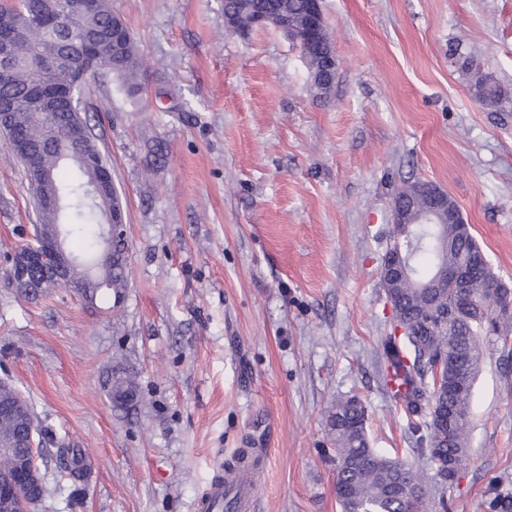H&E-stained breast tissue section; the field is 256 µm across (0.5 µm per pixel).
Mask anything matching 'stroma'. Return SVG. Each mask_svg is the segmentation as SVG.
Listing matches in <instances>:
<instances>
[{
    "label": "stroma",
    "mask_w": 512,
    "mask_h": 512,
    "mask_svg": "<svg viewBox=\"0 0 512 512\" xmlns=\"http://www.w3.org/2000/svg\"><path fill=\"white\" fill-rule=\"evenodd\" d=\"M109 3L145 66L137 95L108 74L83 91L126 211L121 303L9 288L37 215L0 135V380L43 429L57 491L36 512H194L214 462L258 446L255 512H341L326 415L352 396L371 447L426 475L431 512L512 501V339H482L470 461L443 486L384 391L379 276L392 198L421 180L512 287V0H322L338 59L325 96L277 29L226 31L224 0ZM480 75L499 104L476 100ZM117 359L142 396L128 411L110 398ZM63 446L93 462L84 489L55 468Z\"/></svg>",
    "instance_id": "35a3bbf8"
}]
</instances>
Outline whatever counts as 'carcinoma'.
<instances>
[{
    "mask_svg": "<svg viewBox=\"0 0 512 512\" xmlns=\"http://www.w3.org/2000/svg\"><path fill=\"white\" fill-rule=\"evenodd\" d=\"M42 0H20L16 8L36 17L19 37L15 62L0 74V94L18 99L14 127L25 138L27 147L39 158L42 168L52 172L43 187L48 196H59L65 203L63 223L67 235L76 239L80 255L93 259L102 246L99 224L106 212L121 206L118 193L92 198L87 191L88 170L81 164L62 159L71 148L74 122L45 115L33 107L28 97L35 90L55 92L71 86L73 66L37 67L39 58L54 47L67 22L57 16L41 14ZM269 6L268 0H224V20L228 28L241 35L250 34L255 17ZM306 0H274L276 12L288 20V27L299 28L306 10ZM122 24L108 4L99 0L97 7L80 21L88 31L112 30ZM117 51L106 44L100 48L101 69L121 80L134 94L141 89L144 63L136 42L127 28L120 32ZM474 95L484 104H496L501 89L479 76ZM410 246L404 254L409 277L397 286L382 277L380 282L393 308L408 323V332L390 333L382 344L386 365L385 385L391 399L402 404L417 418L416 444L436 466V476L445 481L454 470L464 469L469 460L471 392L484 360L479 337L495 335L502 340L512 337V289L486 267L476 278L463 301L452 288H434L433 273L444 262L454 266L466 257L483 252L467 224H414L408 232ZM128 262L105 266L100 276L112 285L114 299L125 296L128 288ZM70 287L84 294L97 295L94 282L75 268ZM496 292L501 309L487 307L484 297ZM440 363L444 369L441 384L428 376ZM140 400L138 384L127 370L116 364L112 369V404L128 410L126 395ZM367 413L363 402L350 397L340 399L329 410L326 424L336 446V498L342 512H427L424 476L408 464L389 458L370 447L366 430ZM38 426L32 412L0 418V474L14 467L15 456L33 457L32 448H15L28 430ZM60 475L72 483H82L86 476L85 454L81 448H67L60 461Z\"/></svg>",
    "mask_w": 512,
    "mask_h": 512,
    "instance_id": "obj_1",
    "label": "carcinoma"
}]
</instances>
